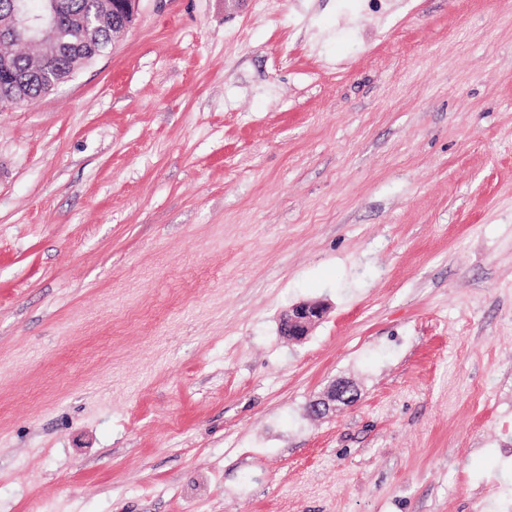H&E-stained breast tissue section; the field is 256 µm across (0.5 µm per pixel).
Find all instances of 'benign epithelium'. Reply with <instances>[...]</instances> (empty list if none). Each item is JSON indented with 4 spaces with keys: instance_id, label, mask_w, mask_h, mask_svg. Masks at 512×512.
I'll list each match as a JSON object with an SVG mask.
<instances>
[{
    "instance_id": "obj_1",
    "label": "benign epithelium",
    "mask_w": 512,
    "mask_h": 512,
    "mask_svg": "<svg viewBox=\"0 0 512 512\" xmlns=\"http://www.w3.org/2000/svg\"><path fill=\"white\" fill-rule=\"evenodd\" d=\"M140 0H100L93 6L92 17L84 23L85 40L80 45L69 41L67 29L60 21L61 5L59 0H45L50 20L43 22L35 18L27 25L34 32V42L42 53V62L37 67L25 72L14 70L9 55L0 52V75L4 78L3 87L15 92L25 90L31 84H37L40 94H46L55 89L59 82L48 73V66L56 58L68 54L77 62L85 64L100 55L94 46V35L101 24H112V35L125 32L134 22ZM21 21L17 11L0 16V45L4 46L18 33ZM324 313L323 305L317 302L300 303L292 307L282 318L281 335L293 340H302L308 336L312 325ZM360 399V391L354 382L348 379H338L326 391L324 397L313 401L310 410L316 415H323L339 406H351Z\"/></svg>"
}]
</instances>
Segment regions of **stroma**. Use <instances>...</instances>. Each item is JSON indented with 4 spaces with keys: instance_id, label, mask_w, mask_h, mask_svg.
<instances>
[{
    "instance_id": "obj_1",
    "label": "stroma",
    "mask_w": 512,
    "mask_h": 512,
    "mask_svg": "<svg viewBox=\"0 0 512 512\" xmlns=\"http://www.w3.org/2000/svg\"><path fill=\"white\" fill-rule=\"evenodd\" d=\"M0 512H512V0H141L0 112ZM323 313L324 308L321 303L307 302L295 305L281 320V335L293 340L304 339ZM360 399V391L353 381L338 379L328 388L323 398L313 401L310 410L316 415H323L339 406H351Z\"/></svg>"
}]
</instances>
